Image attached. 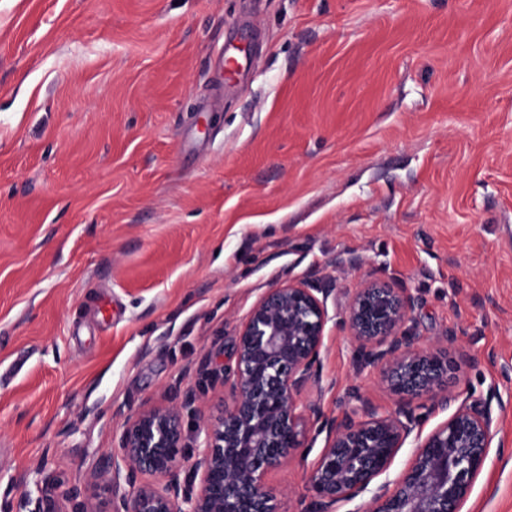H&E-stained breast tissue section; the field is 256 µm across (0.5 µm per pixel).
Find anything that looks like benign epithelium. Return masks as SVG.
<instances>
[{"mask_svg": "<svg viewBox=\"0 0 512 512\" xmlns=\"http://www.w3.org/2000/svg\"><path fill=\"white\" fill-rule=\"evenodd\" d=\"M317 289L288 281L267 289L240 324L224 374L227 402L203 426L201 455L181 480L192 425L177 406H144L127 414L112 460V482L99 485L75 512H286L267 487L271 473L304 447L308 429L322 422L327 444L309 477L313 512L372 494L367 512H463L495 436L492 418L460 403L427 435L417 434L408 466L393 489L371 485L388 473L412 432L409 405L427 398L448 407L456 363L455 337L427 343L413 333L414 298L365 281L340 325L400 407L380 414L363 402L362 417L324 418L316 403L300 400L303 387L320 382V354L331 317ZM129 491L118 495L121 472ZM150 476L159 485H138ZM112 504L106 511L103 505Z\"/></svg>", "mask_w": 512, "mask_h": 512, "instance_id": "benign-epithelium-1", "label": "benign epithelium"}]
</instances>
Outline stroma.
Wrapping results in <instances>:
<instances>
[{
  "mask_svg": "<svg viewBox=\"0 0 512 512\" xmlns=\"http://www.w3.org/2000/svg\"><path fill=\"white\" fill-rule=\"evenodd\" d=\"M290 278L327 291L328 416L396 407L340 325L361 281L456 334L497 430L465 509L512 512V0H0V512L109 481L144 403L206 421ZM325 444L269 476L288 512Z\"/></svg>",
  "mask_w": 512,
  "mask_h": 512,
  "instance_id": "stroma-1",
  "label": "stroma"
}]
</instances>
